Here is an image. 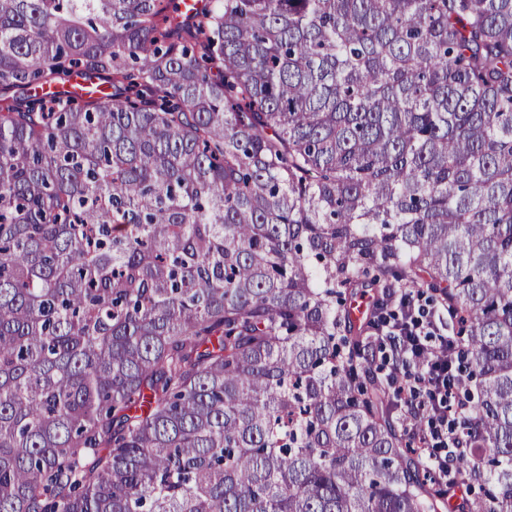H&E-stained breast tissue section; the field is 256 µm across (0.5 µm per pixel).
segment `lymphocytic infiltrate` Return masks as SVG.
<instances>
[{
	"label": "lymphocytic infiltrate",
	"mask_w": 512,
	"mask_h": 512,
	"mask_svg": "<svg viewBox=\"0 0 512 512\" xmlns=\"http://www.w3.org/2000/svg\"><path fill=\"white\" fill-rule=\"evenodd\" d=\"M387 301L399 311L381 333L382 352L390 366L387 385L395 396L425 412L426 429L411 430L410 435L426 466L444 480L459 449L449 429L450 396L459 379L448 361V337L435 326L422 297L391 295Z\"/></svg>",
	"instance_id": "obj_1"
}]
</instances>
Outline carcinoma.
<instances>
[{"label":"carcinoma","mask_w":512,"mask_h":512,"mask_svg":"<svg viewBox=\"0 0 512 512\" xmlns=\"http://www.w3.org/2000/svg\"><path fill=\"white\" fill-rule=\"evenodd\" d=\"M398 288L470 371L425 473ZM512 512V0H0V512Z\"/></svg>","instance_id":"carcinoma-1"}]
</instances>
